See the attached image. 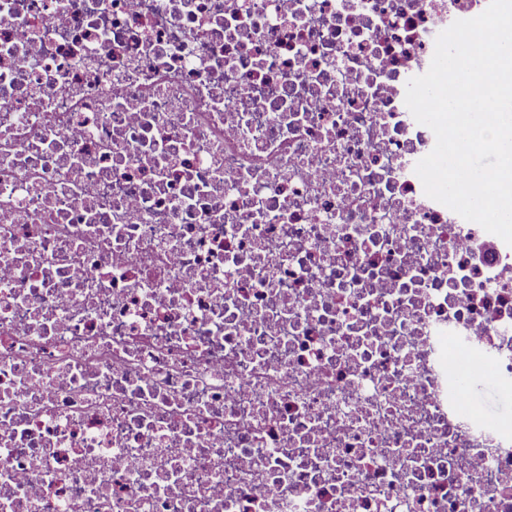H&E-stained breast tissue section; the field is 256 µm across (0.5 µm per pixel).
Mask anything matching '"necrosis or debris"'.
Here are the masks:
<instances>
[{
	"label": "necrosis or debris",
	"mask_w": 512,
	"mask_h": 512,
	"mask_svg": "<svg viewBox=\"0 0 512 512\" xmlns=\"http://www.w3.org/2000/svg\"><path fill=\"white\" fill-rule=\"evenodd\" d=\"M489 0H0V512H512V246L405 104ZM487 366L483 361H478L477 365L470 372L473 383L474 399L468 394L469 401L477 402L481 405L483 412L479 416L488 423L487 415H499L494 422L498 424H508L512 427V385L505 387L499 383L486 380L483 377L482 370Z\"/></svg>",
	"instance_id": "4bbe7bcc"
}]
</instances>
